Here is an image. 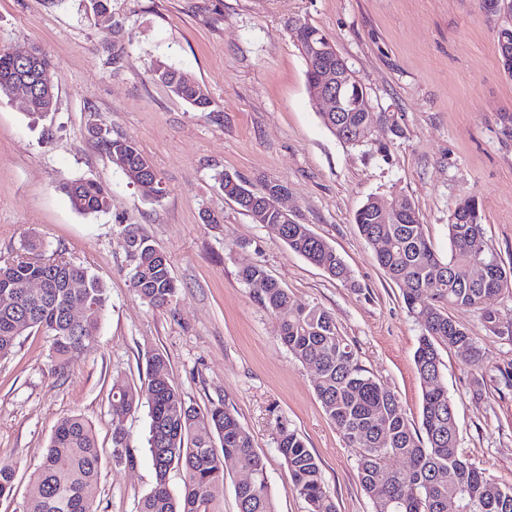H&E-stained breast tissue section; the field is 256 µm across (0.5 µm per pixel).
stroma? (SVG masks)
Instances as JSON below:
<instances>
[{
	"mask_svg": "<svg viewBox=\"0 0 512 512\" xmlns=\"http://www.w3.org/2000/svg\"><path fill=\"white\" fill-rule=\"evenodd\" d=\"M299 17L321 29L371 101L370 141L352 146L323 123L306 83V62L287 30ZM512 12L489 15L479 0H109L96 17L89 0H0V47H39L56 105L45 117L0 97V257L39 239L47 252L88 267L107 290L96 340L51 374L43 333L22 337L0 359V461L16 468L0 512H25L28 482L57 422L77 413L96 429L101 464L90 488L97 512H136L154 484L147 408L114 423L113 379L141 385L146 355L167 356L188 405L229 408L263 457L277 512H309L288 488L274 442L285 423L319 459L337 512H374L349 446L318 400L313 369L293 359L277 318L239 277L242 262L265 268L294 303L317 304L358 355L394 390L411 427L420 424L413 355L421 329L397 284L358 233L355 212L369 198L404 196L440 257L448 219L475 198L485 241L512 264V76L497 33ZM120 55H113V46ZM166 63L208 91L198 111L155 81ZM134 142L164 193L142 195L91 136V124ZM253 188L287 183L299 222L347 264L350 283L331 279L288 251L277 231L225 199L214 174ZM93 180L112 196L108 211L83 215L63 190ZM223 213L220 224L205 211ZM135 229L170 259L177 293L157 310L129 286L123 236ZM480 347L441 346L442 374L458 426V452L487 475L512 480V342L493 336L477 311L450 309ZM122 427L132 462L113 457Z\"/></svg>",
	"mask_w": 512,
	"mask_h": 512,
	"instance_id": "1",
	"label": "stroma"
}]
</instances>
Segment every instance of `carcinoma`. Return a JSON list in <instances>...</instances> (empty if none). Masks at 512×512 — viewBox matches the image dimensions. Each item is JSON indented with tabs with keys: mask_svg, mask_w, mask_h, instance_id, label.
Returning a JSON list of instances; mask_svg holds the SVG:
<instances>
[{
	"mask_svg": "<svg viewBox=\"0 0 512 512\" xmlns=\"http://www.w3.org/2000/svg\"><path fill=\"white\" fill-rule=\"evenodd\" d=\"M288 33L299 47L319 42L326 35L306 20L292 19ZM155 78L174 95L204 111L210 106L206 89L181 71L160 64ZM55 103L43 94H32L24 111L42 116ZM324 124L353 146L368 141L361 112H323ZM112 162L123 171H144L138 187L157 199L163 189L150 161L139 147L121 137L102 138ZM224 196L254 217L260 193L244 202L227 190L228 174L214 176ZM63 189L72 207L85 214L108 210L109 192L92 180L75 179ZM407 207L384 216L368 200L355 214L364 241L375 251L378 264L402 289L409 315L422 334L414 352V365L422 392L420 428L411 429L399 396L373 379L359 363L354 348L342 336L333 315L317 304L290 305L288 292L259 265L246 262L241 280L253 289L263 307L280 324V339L291 356L315 370L314 390L331 422L343 438L359 448L358 473L375 512H448V502L460 512H512V482L496 480L458 454V431L453 403L441 372L439 346L462 347L474 357L481 350L470 332L448 315L450 308H473L495 336L512 341V322H504L497 300L512 285V266L485 244L478 202L464 200L448 220L450 257L440 258L426 238L418 212L409 199ZM281 239L288 250L305 258L333 279L350 282V271L336 250L314 234L307 224L283 225ZM384 240L388 247L378 248ZM131 262L129 283L148 306L171 305L176 284L170 262L160 248L135 231L125 237ZM24 253L0 263V359L9 357L20 338L32 331L50 339L51 372L64 373L72 354L83 350L98 335L106 307V288L88 268L62 256L46 258L37 240L28 241ZM487 259L486 278L476 277L471 261L476 254ZM43 283L40 292L24 288L29 279ZM74 304L85 306L83 322L67 318ZM111 411L120 419L144 406L150 418L148 451L155 482L137 504L138 512H221L217 507L224 478L248 470L251 481L235 485L237 512H276L275 496L266 468L254 448L251 434L223 405L200 411L188 405L171 378L169 362L157 350L147 353L146 380L139 387L113 381ZM116 461L133 462L116 428L112 437ZM220 446H215V443ZM276 447L288 469L289 489L309 505L311 512H336L334 499L322 477L321 464L294 430L279 424ZM404 459L403 471L394 461ZM185 473L183 491L168 487L171 469ZM100 452L92 424L79 414L59 420L49 440L42 464L30 476L29 496L39 512H96L87 492L97 481ZM15 467L0 463V498L14 491Z\"/></svg>",
	"mask_w": 512,
	"mask_h": 512,
	"instance_id": "carcinoma-1",
	"label": "carcinoma"
}]
</instances>
